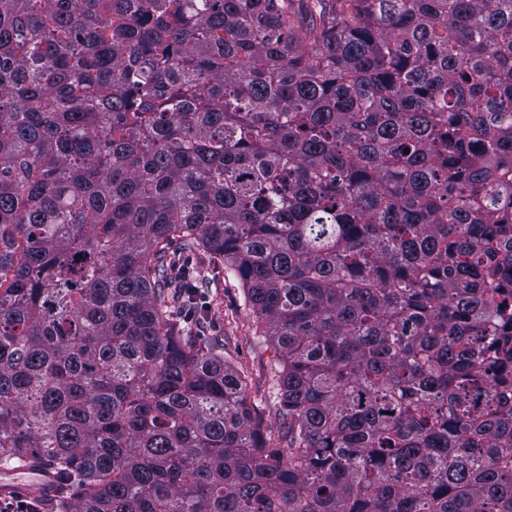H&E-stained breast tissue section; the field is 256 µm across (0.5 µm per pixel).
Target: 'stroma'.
<instances>
[{
	"mask_svg": "<svg viewBox=\"0 0 512 512\" xmlns=\"http://www.w3.org/2000/svg\"><path fill=\"white\" fill-rule=\"evenodd\" d=\"M170 250L204 272L203 296L196 305L201 334L224 342L228 360L245 374L255 413L269 429L282 428L283 422L276 415L275 399L269 391L274 350L267 341L254 336V317L244 302L238 281L227 276L222 266L209 262L203 254L184 250L181 242H173Z\"/></svg>",
	"mask_w": 512,
	"mask_h": 512,
	"instance_id": "1",
	"label": "stroma"
}]
</instances>
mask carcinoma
Instances as JSON below:
<instances>
[{"instance_id":"cac0c4a2","label":"carcinoma","mask_w":512,"mask_h":512,"mask_svg":"<svg viewBox=\"0 0 512 512\" xmlns=\"http://www.w3.org/2000/svg\"><path fill=\"white\" fill-rule=\"evenodd\" d=\"M175 240L286 434L169 318ZM0 468L52 512H512V0H0ZM170 251L180 257L181 263L186 261L192 267L202 268L203 287L201 283L197 285L204 294L201 300L196 299L195 309L201 320L200 333L225 342L228 360L244 371L254 412L270 430H281L283 421L277 418L275 399L269 392L274 350L264 337L253 336L254 317L244 302L238 281L226 276L224 267L209 262L203 254L184 250L180 241H174ZM199 288L192 289L194 295ZM30 472L34 471H26L24 473H20L17 475L10 476V479L16 478L22 480L24 483H27L30 485V489L28 491V496L31 499L37 498L42 504L46 503V500H49L53 498L54 494L56 493V486L53 483L43 482L41 481L40 477L37 474H32ZM6 479V480H10ZM1 480H4L3 475H1L0 470V484H1V493L3 495H15L17 493H20L23 489L22 484L19 481H11V482H3L1 483ZM38 485L39 489L35 490V486ZM34 497V498H33ZM42 512H48L47 508L42 506L41 508Z\"/></svg>"}]
</instances>
